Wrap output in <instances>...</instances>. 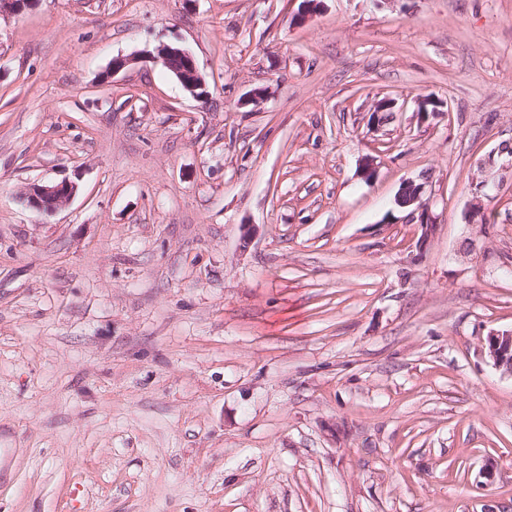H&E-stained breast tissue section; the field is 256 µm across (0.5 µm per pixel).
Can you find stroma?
I'll list each match as a JSON object with an SVG mask.
<instances>
[{
    "mask_svg": "<svg viewBox=\"0 0 512 512\" xmlns=\"http://www.w3.org/2000/svg\"><path fill=\"white\" fill-rule=\"evenodd\" d=\"M302 7L0 16V512H512V0ZM165 68L172 69V61H180V69H172L183 88L197 101L206 102L209 97L207 84L197 65L194 55L179 45L162 43L151 53ZM424 183H416L415 181H407L402 184L398 196H401L405 190H410L412 197L409 204H416L414 210L421 211L420 224L425 225V232H431L436 224L432 220L429 210V204L427 200L423 198L424 194ZM77 186L72 183L32 184L23 193L30 207L50 212L66 205L75 195ZM485 348L493 366L512 378V330L491 331L486 337Z\"/></svg>",
    "mask_w": 512,
    "mask_h": 512,
    "instance_id": "1",
    "label": "stroma"
}]
</instances>
